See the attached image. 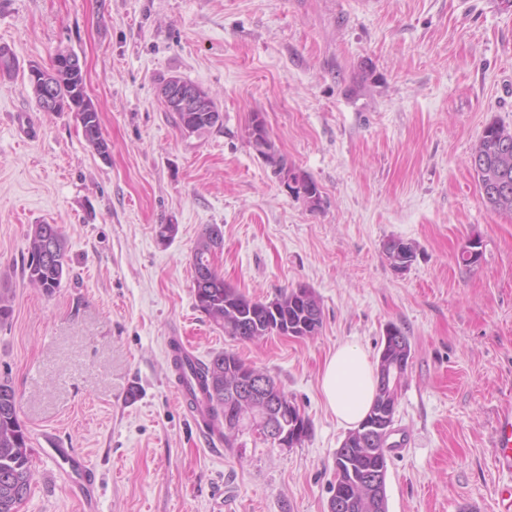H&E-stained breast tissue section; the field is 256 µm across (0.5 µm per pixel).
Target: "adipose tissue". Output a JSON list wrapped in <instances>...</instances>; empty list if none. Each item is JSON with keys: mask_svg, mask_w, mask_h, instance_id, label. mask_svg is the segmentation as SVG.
I'll return each mask as SVG.
<instances>
[{"mask_svg": "<svg viewBox=\"0 0 512 512\" xmlns=\"http://www.w3.org/2000/svg\"><path fill=\"white\" fill-rule=\"evenodd\" d=\"M320 386L337 423L346 429L357 428L375 399L376 366L358 344H339L324 364Z\"/></svg>", "mask_w": 512, "mask_h": 512, "instance_id": "obj_1", "label": "adipose tissue"}]
</instances>
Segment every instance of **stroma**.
Wrapping results in <instances>:
<instances>
[{"label": "stroma", "mask_w": 512, "mask_h": 512, "mask_svg": "<svg viewBox=\"0 0 512 512\" xmlns=\"http://www.w3.org/2000/svg\"><path fill=\"white\" fill-rule=\"evenodd\" d=\"M0 377L34 452L19 512H81L54 449L96 476L94 512H328L347 435L319 389L345 341L378 359L387 326L411 357L389 438L388 512H499L512 476L493 464L512 405V216L487 209L469 158L492 120L512 128V0H0ZM76 54L109 145L71 112L36 104L26 67ZM205 89L220 126L188 134L162 80ZM319 208L256 149L254 115ZM67 241L60 288L23 275L32 225ZM176 225L160 241L159 225ZM226 284L272 300L305 285L323 324L302 338L240 341L197 308L193 250L210 227ZM481 237L477 266L458 265ZM416 258L396 272L387 239ZM238 355L311 423L300 445L244 435L213 449L168 348ZM136 399H128L130 387Z\"/></svg>", "instance_id": "35a3bbf8"}]
</instances>
